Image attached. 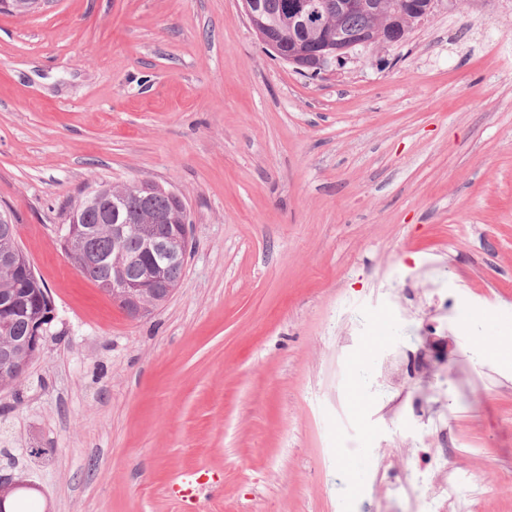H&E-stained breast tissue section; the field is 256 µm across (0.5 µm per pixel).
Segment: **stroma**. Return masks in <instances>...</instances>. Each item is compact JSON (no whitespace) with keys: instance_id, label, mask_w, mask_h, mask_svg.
Masks as SVG:
<instances>
[{"instance_id":"35a3bbf8","label":"stroma","mask_w":512,"mask_h":512,"mask_svg":"<svg viewBox=\"0 0 512 512\" xmlns=\"http://www.w3.org/2000/svg\"><path fill=\"white\" fill-rule=\"evenodd\" d=\"M132 180L192 223L177 290L135 320L59 245ZM0 208L55 305L0 391L26 512H181L189 468L220 479L196 512H423L376 476L432 448L484 484L475 512H512V365L481 344L512 336V0H438L313 79L242 0L0 13Z\"/></svg>"}]
</instances>
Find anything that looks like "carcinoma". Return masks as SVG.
I'll use <instances>...</instances> for the list:
<instances>
[{
	"label": "carcinoma",
	"mask_w": 512,
	"mask_h": 512,
	"mask_svg": "<svg viewBox=\"0 0 512 512\" xmlns=\"http://www.w3.org/2000/svg\"><path fill=\"white\" fill-rule=\"evenodd\" d=\"M287 0H263L264 7L258 18L265 40L276 45L282 53L292 58L289 65L296 72L307 74L312 70V56L309 46L313 39L299 33H291L288 14L283 9ZM375 8L360 10L331 20L338 21V29L345 33L368 31L379 36L388 44L404 41L413 29V16H402L398 6L400 0H371ZM105 194L125 195L124 207L120 212L119 223L139 224L147 219L149 212L158 211L169 216L170 223H181V210L185 206L182 198L170 196L162 191L148 194L133 184L122 186H102ZM69 223L77 225L83 233L75 240L61 241V248L71 263L94 284L112 277L116 270L129 278L141 274L139 259L143 257L141 240L136 235L129 236L119 244L112 239L109 227L102 223V214L96 205L74 207ZM15 224L0 223V347L22 361L30 358L24 347V337L28 334L26 317L13 311L20 306L29 314L39 311L47 288L36 274L24 275L11 263L3 259L4 254L18 248Z\"/></svg>",
	"instance_id": "carcinoma-1"
}]
</instances>
